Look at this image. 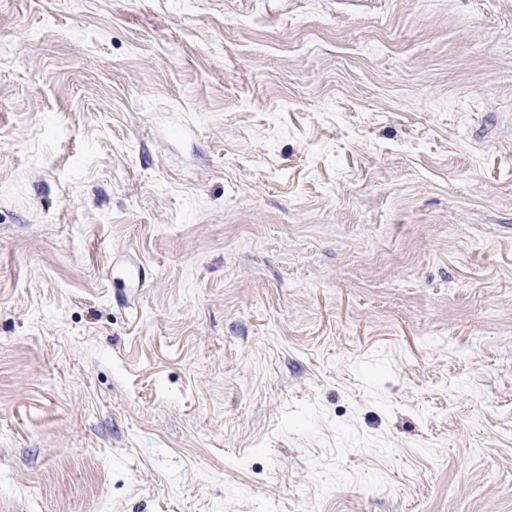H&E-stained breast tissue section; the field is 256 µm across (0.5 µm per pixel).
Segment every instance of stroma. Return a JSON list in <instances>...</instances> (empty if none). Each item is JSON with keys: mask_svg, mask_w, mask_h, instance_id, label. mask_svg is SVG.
Returning <instances> with one entry per match:
<instances>
[{"mask_svg": "<svg viewBox=\"0 0 512 512\" xmlns=\"http://www.w3.org/2000/svg\"><path fill=\"white\" fill-rule=\"evenodd\" d=\"M0 512H512V0H0Z\"/></svg>", "mask_w": 512, "mask_h": 512, "instance_id": "obj_1", "label": "stroma"}]
</instances>
